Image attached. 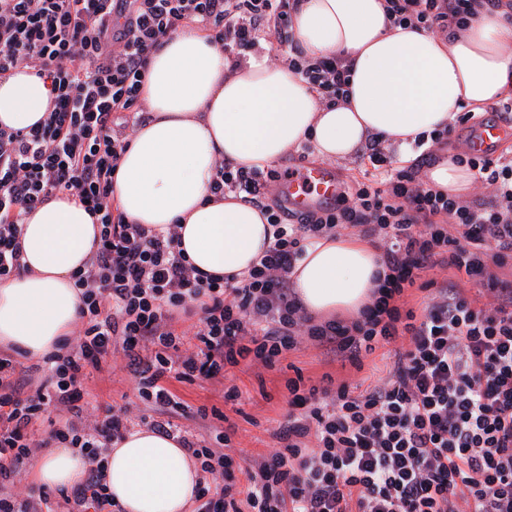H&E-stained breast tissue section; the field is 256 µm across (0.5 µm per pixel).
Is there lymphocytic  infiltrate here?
<instances>
[{"label": "lymphocytic infiltrate", "mask_w": 512, "mask_h": 512, "mask_svg": "<svg viewBox=\"0 0 512 512\" xmlns=\"http://www.w3.org/2000/svg\"><path fill=\"white\" fill-rule=\"evenodd\" d=\"M299 0H0V76L25 63L50 85L54 108L29 131L0 127V280L23 265L21 216L57 193L85 203L101 243L73 273L80 325L62 352L45 356L49 375L32 378L0 352V512H56L49 493L21 483L38 450L75 448L81 484L63 493L68 512H112L104 454L128 425L149 423L200 463L196 512H512V160L453 154L477 174L464 200L426 186L421 171L452 127L386 177L346 187L334 207L295 214L272 192L282 171L215 166L213 193L241 194L273 227V244L234 283L200 272L181 254L176 227L157 234L126 223L112 194L120 156L148 114L141 86L151 54L178 28L204 25L233 64L262 44L287 50L323 105L343 100L350 68L308 58L291 33ZM398 25L456 39L481 12L512 20V0H385ZM362 229L382 250L384 276L358 316L313 323L289 273L308 242ZM454 269L487 296L472 306L457 281L421 280ZM427 297L402 311L405 290ZM198 310L195 334L177 330L175 311ZM398 336L406 350L383 359L369 384L302 394L289 380L293 411L281 447L244 465L216 431L200 445L183 436L187 405L167 386L230 374L248 359L273 367L284 352L316 344L339 361ZM120 355L144 409L81 406L82 384ZM55 418L49 430L46 412Z\"/></svg>", "instance_id": "obj_1"}]
</instances>
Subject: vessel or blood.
Returning <instances> with one entry per match:
<instances>
[{
    "instance_id": "obj_1",
    "label": "vessel or blood",
    "mask_w": 512,
    "mask_h": 512,
    "mask_svg": "<svg viewBox=\"0 0 512 512\" xmlns=\"http://www.w3.org/2000/svg\"><path fill=\"white\" fill-rule=\"evenodd\" d=\"M510 137L512 126L497 121L483 122L475 126L467 150L476 156L491 155ZM343 190L334 167L312 163L291 169L275 186L284 206L295 213H308L333 206Z\"/></svg>"
}]
</instances>
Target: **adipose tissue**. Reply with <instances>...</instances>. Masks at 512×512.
<instances>
[{
	"label": "adipose tissue",
	"mask_w": 512,
	"mask_h": 512,
	"mask_svg": "<svg viewBox=\"0 0 512 512\" xmlns=\"http://www.w3.org/2000/svg\"><path fill=\"white\" fill-rule=\"evenodd\" d=\"M384 0H301L296 41L312 58L352 65L346 100L321 105L287 63L249 55L238 68L210 32L179 28L153 54L141 88L149 118L125 148L113 195L127 221L153 231L179 227V247L199 271L243 277L273 242V229L238 194L210 190L219 158L268 169L311 145L324 160L351 157L380 134L409 156L419 137L452 123L462 106L480 111L512 90V24L480 13L455 41L394 24ZM53 108L48 85L26 64L0 77V125L26 130ZM22 274L0 281V346L39 359L72 332L80 298L72 279L97 251L100 224L60 193L22 217ZM381 252L355 236L309 244L290 281L318 319L358 314L377 287ZM87 464L71 448H50L34 485L69 488ZM199 464L178 439L128 432L106 454L104 481L122 512H190Z\"/></svg>",
	"instance_id": "obj_1"
}]
</instances>
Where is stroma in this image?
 <instances>
[{
    "label": "stroma",
    "mask_w": 512,
    "mask_h": 512,
    "mask_svg": "<svg viewBox=\"0 0 512 512\" xmlns=\"http://www.w3.org/2000/svg\"><path fill=\"white\" fill-rule=\"evenodd\" d=\"M379 362V356L373 355L365 358L362 366L343 365L311 346L286 352L271 368L241 364L225 382L200 377L191 383L172 379L167 386L191 408H216L223 412V427L231 434L229 453L240 461L279 447L276 432L288 419L289 379L299 376L305 386L318 388L330 382L355 385L371 375ZM228 383L240 390L236 402L224 400V386ZM83 399L101 407L131 405L136 401L135 383L119 368L97 373L84 382Z\"/></svg>",
    "instance_id": "35a3bbf8"
}]
</instances>
